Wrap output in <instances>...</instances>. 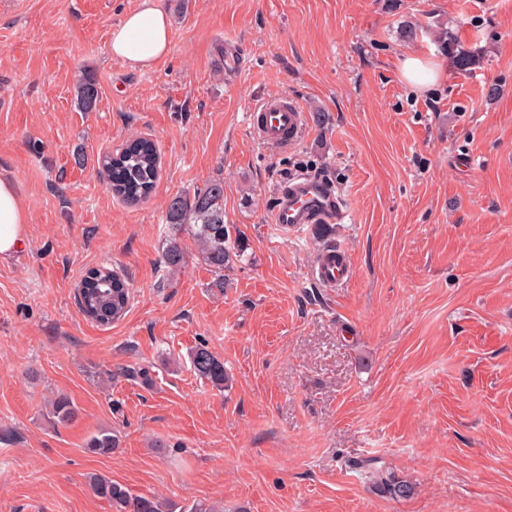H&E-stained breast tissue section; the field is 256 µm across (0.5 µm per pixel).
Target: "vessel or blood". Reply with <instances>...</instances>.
Here are the masks:
<instances>
[{"label": "vessel or blood", "instance_id": "b4317fda", "mask_svg": "<svg viewBox=\"0 0 512 512\" xmlns=\"http://www.w3.org/2000/svg\"><path fill=\"white\" fill-rule=\"evenodd\" d=\"M306 115L286 99H268L256 105L250 115V127L263 143L285 146L296 142L305 131ZM347 216L342 196L322 181L298 176L281 191L272 213V222L282 231H299L323 224L342 223ZM350 272L346 258L335 249L321 251L314 277L322 285L333 287L344 282Z\"/></svg>", "mask_w": 512, "mask_h": 512}]
</instances>
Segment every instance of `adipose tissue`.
I'll return each instance as SVG.
<instances>
[{"label": "adipose tissue", "instance_id": "1", "mask_svg": "<svg viewBox=\"0 0 512 512\" xmlns=\"http://www.w3.org/2000/svg\"><path fill=\"white\" fill-rule=\"evenodd\" d=\"M171 42V22L154 0H142L128 12L109 35V52L134 68H148L167 55ZM28 216L16 187L0 177V258L20 250L26 241Z\"/></svg>", "mask_w": 512, "mask_h": 512}]
</instances>
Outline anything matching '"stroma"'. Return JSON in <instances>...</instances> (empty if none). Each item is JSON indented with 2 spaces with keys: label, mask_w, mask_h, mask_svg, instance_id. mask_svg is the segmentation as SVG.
<instances>
[{
  "label": "stroma",
  "mask_w": 512,
  "mask_h": 512,
  "mask_svg": "<svg viewBox=\"0 0 512 512\" xmlns=\"http://www.w3.org/2000/svg\"><path fill=\"white\" fill-rule=\"evenodd\" d=\"M157 2L170 49L138 71L108 40L141 0H0V175L29 217L0 260V512H113L94 473L218 512H512V0ZM444 28L475 70L439 52ZM409 54L438 66L430 90L403 80ZM280 95L309 117L288 147L249 125ZM134 136L161 171L128 205L97 159ZM300 174L333 184L344 223L276 229ZM219 178L247 245L225 288L188 232L182 268L160 265L169 199ZM331 245L352 266L335 288L312 276ZM101 265L131 288L109 325L75 299ZM202 343L224 391L191 369ZM60 394L79 414L56 427ZM101 429L112 454L85 448ZM372 467L410 496L377 491Z\"/></svg>",
  "instance_id": "obj_1"
}]
</instances>
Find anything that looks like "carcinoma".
Segmentation results:
<instances>
[{
  "label": "carcinoma",
  "instance_id": "obj_1",
  "mask_svg": "<svg viewBox=\"0 0 512 512\" xmlns=\"http://www.w3.org/2000/svg\"><path fill=\"white\" fill-rule=\"evenodd\" d=\"M439 47L460 72L467 73L478 63L474 52L464 48L457 38L446 32L439 36ZM97 98L98 88L93 79L88 78L80 84L78 101L82 110H91ZM98 165L105 172L112 193L130 204L150 196L160 170L158 149L152 140L144 137L130 140L113 155H104L98 160ZM165 219L170 227L163 250L165 266L175 271L183 265L184 252L177 234L187 227L205 263L217 276L214 285L224 287V271L241 262L245 252L242 238L232 236L234 226L224 223V181L214 179L208 182L195 191L191 200L180 195L173 197L167 205ZM129 302L128 282L117 271L102 266L85 273L78 291V305L86 317L100 324H110L124 316ZM189 359L198 377L218 391L224 390L228 382L224 362L207 345H197L191 350ZM50 415L53 424L65 425L76 418L77 409L68 397L59 395L51 403ZM118 445V435L103 429L88 438L85 448L95 454H110ZM375 483L393 497L410 494V487L389 473L376 472ZM89 485L114 512H215L213 506L201 501L179 507L155 496L136 495L126 486L101 474L91 475Z\"/></svg>",
  "mask_w": 512,
  "mask_h": 512
}]
</instances>
